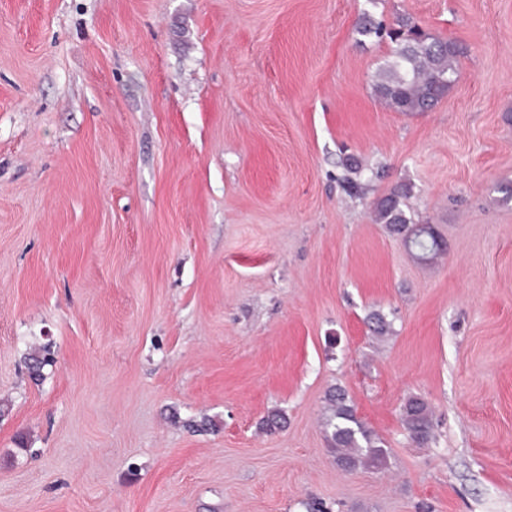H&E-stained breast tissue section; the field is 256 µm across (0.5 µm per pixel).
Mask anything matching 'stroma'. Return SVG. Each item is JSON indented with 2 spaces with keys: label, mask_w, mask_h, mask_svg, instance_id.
Listing matches in <instances>:
<instances>
[{
  "label": "stroma",
  "mask_w": 512,
  "mask_h": 512,
  "mask_svg": "<svg viewBox=\"0 0 512 512\" xmlns=\"http://www.w3.org/2000/svg\"><path fill=\"white\" fill-rule=\"evenodd\" d=\"M365 13L464 47L431 111ZM507 186L512 0H0V512H512ZM337 385L387 467L337 468ZM410 193L411 187L401 184L381 198L376 205V219L386 224L390 233L401 236L418 260L429 261L443 250L442 240L431 224H416L408 216L405 201ZM401 420L409 437L419 445H429L436 440L434 424L427 404L419 398L406 401Z\"/></svg>",
  "instance_id": "35a3bbf8"
}]
</instances>
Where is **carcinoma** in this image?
Segmentation results:
<instances>
[{
  "label": "carcinoma",
  "instance_id": "1",
  "mask_svg": "<svg viewBox=\"0 0 512 512\" xmlns=\"http://www.w3.org/2000/svg\"><path fill=\"white\" fill-rule=\"evenodd\" d=\"M358 33L386 36L391 51L374 80L375 93L398 112H427L448 93L455 81L456 64L463 49L454 41L425 33L406 19L398 28L383 30L365 18ZM411 187L402 184L381 198L376 205L378 223L399 235L404 245L421 261L434 259L442 251V240L430 224H417L408 216L406 199ZM372 333L382 337L391 332V323L379 312L368 317ZM401 420L409 437L419 445L436 440L434 424L427 404L419 398L406 401ZM325 427L330 451L344 472L387 465L389 448L385 441L356 415L346 390L338 385L327 394Z\"/></svg>",
  "mask_w": 512,
  "mask_h": 512
}]
</instances>
